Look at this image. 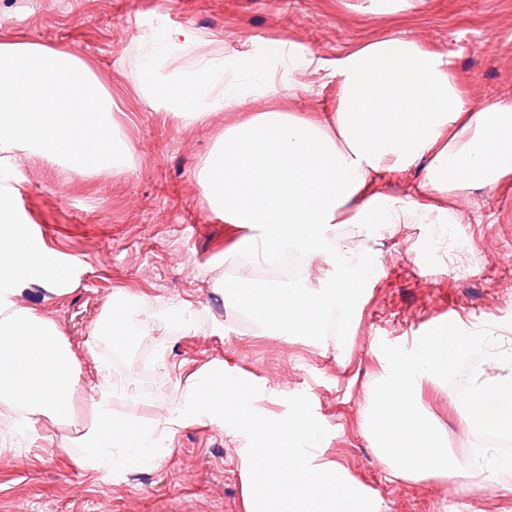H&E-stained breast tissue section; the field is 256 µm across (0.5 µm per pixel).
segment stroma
<instances>
[{
  "label": "stroma",
  "mask_w": 512,
  "mask_h": 512,
  "mask_svg": "<svg viewBox=\"0 0 512 512\" xmlns=\"http://www.w3.org/2000/svg\"><path fill=\"white\" fill-rule=\"evenodd\" d=\"M175 31L199 38L198 58L294 44L330 60L371 40L412 38L450 57L475 107L512 98V0H415L380 16L359 10L358 0H0V44L76 52L111 96L132 155L124 170H87L43 150L0 149V171L20 202L15 215L64 278L53 292L30 285L20 303L52 320L82 363L70 416L43 423L37 442L0 405V512H240V441L206 420L162 438L159 457L147 463L118 473L79 464L78 432L97 419L93 363L111 360L108 317L119 302L163 319L180 307L189 326L143 329L121 347L134 360L141 346L160 341L168 366L151 363L153 393L118 395L114 414L153 424L157 406H179L189 373L229 359L277 391L265 404L271 413L286 415L287 397L307 395L327 430L321 461L340 465L375 512H512V477L472 465L479 439L448 383L424 381L417 403L447 438L460 477H390L361 424L386 365L381 343L413 349L453 312L463 331L485 327L497 335L496 349L512 346V179L449 198L472 245L455 265L429 253L419 225L388 229L378 242L379 277L357 290L347 335L239 330L224 255L247 232L211 212L197 173L225 126L270 109L333 111L336 82L308 73L239 111L179 122L152 108L141 86L146 47L167 49L165 35ZM488 260L504 276L486 279Z\"/></svg>",
  "instance_id": "1"
}]
</instances>
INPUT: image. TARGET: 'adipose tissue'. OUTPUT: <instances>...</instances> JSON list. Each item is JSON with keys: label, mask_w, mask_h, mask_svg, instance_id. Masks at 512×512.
<instances>
[{"label": "adipose tissue", "mask_w": 512, "mask_h": 512, "mask_svg": "<svg viewBox=\"0 0 512 512\" xmlns=\"http://www.w3.org/2000/svg\"><path fill=\"white\" fill-rule=\"evenodd\" d=\"M327 73L336 107L324 115L270 110L224 129L200 174L212 212L240 224L242 256L271 260L288 244L310 256L331 254L343 277L325 288L285 289L245 283L239 298L277 333L310 334L335 313L352 314V298L377 265L372 243L394 224H456L448 196L492 188L512 177V99L475 108L449 57L408 38H383L325 60L298 46L268 59L240 52L223 68L173 67L158 55L143 65L152 106L182 121L241 108L271 94L276 72ZM423 165L405 197L384 190L387 174ZM340 224L356 226L365 244L347 263L331 250ZM58 284L56 262L12 216L0 186V404L28 427L69 416L78 387V356L54 323L22 307L28 283Z\"/></svg>", "instance_id": "1"}]
</instances>
